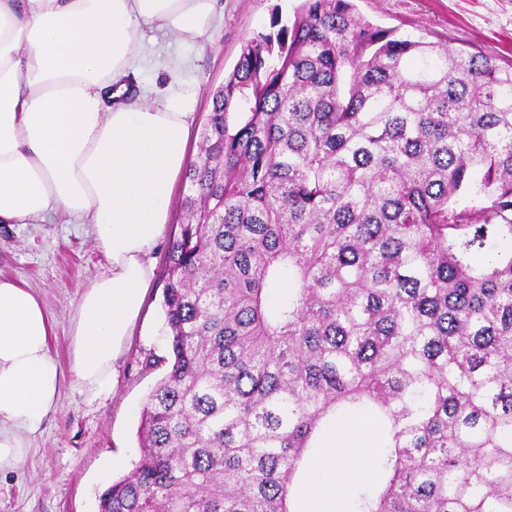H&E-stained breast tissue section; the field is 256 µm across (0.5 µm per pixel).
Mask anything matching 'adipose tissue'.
<instances>
[{"instance_id":"1","label":"adipose tissue","mask_w":512,"mask_h":512,"mask_svg":"<svg viewBox=\"0 0 512 512\" xmlns=\"http://www.w3.org/2000/svg\"><path fill=\"white\" fill-rule=\"evenodd\" d=\"M216 0H0V223L62 214L91 224L103 273L69 316L70 370L87 404L112 395L154 277L186 163L196 89L171 78L154 102L127 95L143 26L202 39ZM55 323L24 281L0 277V471L17 468L51 413L62 370L49 349ZM332 432L309 512H334L340 471L375 452L356 424Z\"/></svg>"}]
</instances>
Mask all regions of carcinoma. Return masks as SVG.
<instances>
[{
	"instance_id": "cac0c4a2",
	"label": "carcinoma",
	"mask_w": 512,
	"mask_h": 512,
	"mask_svg": "<svg viewBox=\"0 0 512 512\" xmlns=\"http://www.w3.org/2000/svg\"><path fill=\"white\" fill-rule=\"evenodd\" d=\"M213 96L167 246L169 364L98 512H303L370 418L357 512H512V62L302 0ZM288 288V299L273 295Z\"/></svg>"
}]
</instances>
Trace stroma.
I'll list each match as a JSON object with an SVG mask.
<instances>
[{"instance_id":"obj_1","label":"stroma","mask_w":512,"mask_h":512,"mask_svg":"<svg viewBox=\"0 0 512 512\" xmlns=\"http://www.w3.org/2000/svg\"><path fill=\"white\" fill-rule=\"evenodd\" d=\"M299 0H217L204 40L187 42L145 30L136 88L149 91L167 82L164 63L183 59L181 77L197 89L190 158L212 109V93L233 71L243 42L270 29L273 11L292 16ZM359 15L403 36L482 52L512 62V0H355ZM153 284L142 318L116 362L117 390L86 404L69 372L67 317L82 288L106 265L93 246L92 227L63 216L39 224H0V275L25 281L42 298L55 322L51 350L65 372L54 410L16 470L0 474V512H96L98 496L128 474L138 459L139 408L166 371L150 365L168 353L162 312L167 280L164 246H157ZM120 460L107 471L106 459Z\"/></svg>"}]
</instances>
